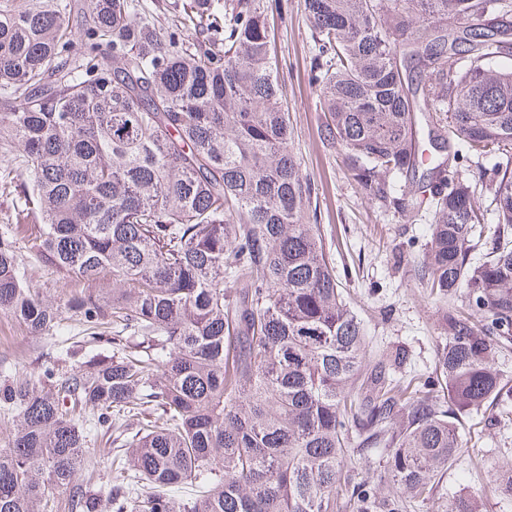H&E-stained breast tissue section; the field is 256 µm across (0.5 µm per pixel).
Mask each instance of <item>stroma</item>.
Returning <instances> with one entry per match:
<instances>
[{"instance_id": "obj_1", "label": "stroma", "mask_w": 512, "mask_h": 512, "mask_svg": "<svg viewBox=\"0 0 512 512\" xmlns=\"http://www.w3.org/2000/svg\"><path fill=\"white\" fill-rule=\"evenodd\" d=\"M278 2L281 9L269 13L268 23L288 105L291 149L316 187L312 204L339 286L368 333L369 356L402 348L408 352L403 377L429 376L440 332L439 304L418 275L429 221L412 222L398 211L378 207L347 179L340 157L321 142L319 97L308 81L314 43L303 0ZM19 246L33 287L45 289L62 305L79 291L78 283L44 266L27 239H20ZM68 346L60 336L29 335L9 315L0 314V359L14 362L18 375L36 376L40 353ZM485 419L481 412L460 415L465 447L441 479L439 494L445 498L478 490L485 512H512V497L498 492L493 482L494 474L512 470V423L489 426Z\"/></svg>"}]
</instances>
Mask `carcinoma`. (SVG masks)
Masks as SVG:
<instances>
[{
    "label": "carcinoma",
    "mask_w": 512,
    "mask_h": 512,
    "mask_svg": "<svg viewBox=\"0 0 512 512\" xmlns=\"http://www.w3.org/2000/svg\"><path fill=\"white\" fill-rule=\"evenodd\" d=\"M321 138L381 208L431 212L423 278L443 300L435 375L404 349L365 368L315 187L290 148L266 0H0V148L87 351L0 382V512H480L437 496L456 414L512 420V0H303ZM496 162L475 182L448 151ZM430 168L408 190L394 179ZM493 193L485 223L479 188ZM0 311L68 329L0 233ZM109 435L110 447H89ZM385 448L381 480L344 470ZM110 459L108 491L83 480ZM66 494L59 503L54 492Z\"/></svg>",
    "instance_id": "cac0c4a2"
}]
</instances>
